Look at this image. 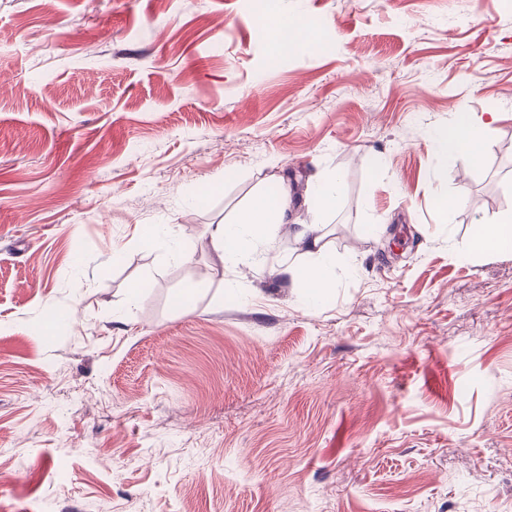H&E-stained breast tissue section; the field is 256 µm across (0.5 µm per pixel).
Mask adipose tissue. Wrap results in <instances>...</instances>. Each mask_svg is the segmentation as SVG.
Wrapping results in <instances>:
<instances>
[{"label":"adipose tissue","mask_w":512,"mask_h":512,"mask_svg":"<svg viewBox=\"0 0 512 512\" xmlns=\"http://www.w3.org/2000/svg\"><path fill=\"white\" fill-rule=\"evenodd\" d=\"M261 24L272 48L277 51L308 45L315 40L311 28L295 24L283 12L262 18ZM481 144L480 131L464 117L453 127L441 130L434 136V146L439 153L449 156L464 154L475 163L481 160ZM291 210L292 204L287 195H261L236 222L219 225L215 237L225 261L241 264L266 261V253L258 251L257 245L266 239L270 225L289 222ZM294 235L303 244L308 261L301 264L282 257L277 261L276 271L306 288L312 302H321L335 286L332 278L335 256L328 248L321 225H295ZM506 248H512V213L503 215L496 223L481 225L458 246L459 252L464 255L491 253Z\"/></svg>","instance_id":"obj_1"}]
</instances>
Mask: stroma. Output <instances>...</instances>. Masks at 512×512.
<instances>
[{"mask_svg":"<svg viewBox=\"0 0 512 512\" xmlns=\"http://www.w3.org/2000/svg\"><path fill=\"white\" fill-rule=\"evenodd\" d=\"M273 6L318 43L251 0H0V512H512V249L456 248L512 211V0ZM463 113L477 165L433 146ZM270 189L324 306L212 242ZM262 27L266 30L270 44L275 51L285 48H297L315 41L314 31L306 26L295 24L288 14L279 12L261 19ZM290 38L285 40L284 34ZM336 182L316 180L310 188L309 204L318 211H331L336 207ZM319 224H294V236L303 244L308 263L301 264L290 257L277 259L275 270L287 276L292 282H299L306 288L309 298L319 303L335 288L332 269L335 255L329 250Z\"/></svg>","mask_w":512,"mask_h":512,"instance_id":"1","label":"stroma"}]
</instances>
